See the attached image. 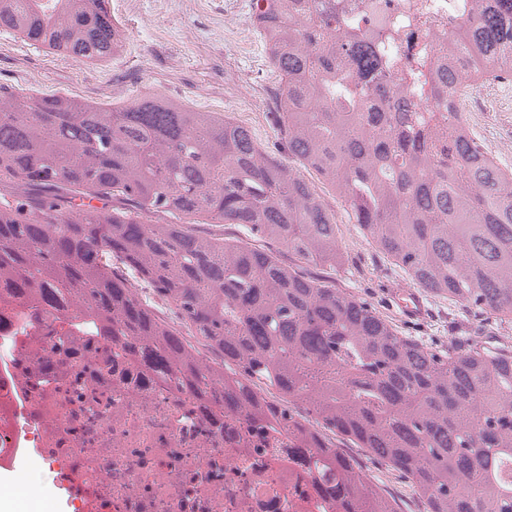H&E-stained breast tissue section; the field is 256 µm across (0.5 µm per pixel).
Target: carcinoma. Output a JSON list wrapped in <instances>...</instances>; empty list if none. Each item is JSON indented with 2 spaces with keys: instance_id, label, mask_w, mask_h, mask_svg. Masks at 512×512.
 <instances>
[{
  "instance_id": "carcinoma-1",
  "label": "carcinoma",
  "mask_w": 512,
  "mask_h": 512,
  "mask_svg": "<svg viewBox=\"0 0 512 512\" xmlns=\"http://www.w3.org/2000/svg\"><path fill=\"white\" fill-rule=\"evenodd\" d=\"M256 0L280 76L278 154L216 112L145 96L119 109L0 86V330L51 316L119 348V381L192 395L250 444L279 428L309 464L325 512H397L347 449L404 480L421 512H512V354L427 350L333 280L345 261L316 174L412 283L512 322V170L470 130L439 145L425 125L375 112L385 27L363 43L358 12ZM0 30L80 61L118 49L109 0H0ZM482 67L512 62V0L463 33ZM420 50L396 73L453 109L472 90L427 77ZM100 202L101 206L94 205ZM244 227L247 238L210 226ZM151 290L175 315L141 301ZM23 295L33 312L12 306Z\"/></svg>"
}]
</instances>
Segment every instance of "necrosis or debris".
Segmentation results:
<instances>
[{
  "label": "necrosis or debris",
  "mask_w": 512,
  "mask_h": 512,
  "mask_svg": "<svg viewBox=\"0 0 512 512\" xmlns=\"http://www.w3.org/2000/svg\"><path fill=\"white\" fill-rule=\"evenodd\" d=\"M404 46L424 42L433 76L458 69L462 61L450 41L468 26L487 0H384ZM368 98L388 112L419 113L437 136L460 127L426 103L412 84L382 73ZM23 414L0 398V420L30 431L61 466L84 512H319L309 468L289 460L284 448H246L241 430L225 421L216 433L189 394L160 385L132 398L115 371L126 360L102 339L67 354L69 336L53 321L21 335ZM109 449H102V442Z\"/></svg>",
  "instance_id": "obj_1"
}]
</instances>
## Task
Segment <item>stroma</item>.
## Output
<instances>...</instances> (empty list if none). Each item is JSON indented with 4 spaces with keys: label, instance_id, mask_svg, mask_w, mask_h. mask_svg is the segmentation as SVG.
I'll return each mask as SVG.
<instances>
[{
    "label": "stroma",
    "instance_id": "35a3bbf8",
    "mask_svg": "<svg viewBox=\"0 0 512 512\" xmlns=\"http://www.w3.org/2000/svg\"><path fill=\"white\" fill-rule=\"evenodd\" d=\"M111 9L119 48L108 62H79L0 33V85L19 95L65 93L108 108L155 95L194 112L231 117L250 128L263 150L274 151L277 134L266 115L274 109L279 78L253 21V0H111ZM470 100L478 108L492 105V113H475L472 134L495 146L500 167L512 169V87L499 89L492 101L476 89ZM315 189L336 214L346 254L335 273L337 287L396 321L387 291L409 284V277L363 237L326 184ZM431 307V321L396 322L399 332L433 351L483 336L512 340V322L496 323L444 298L432 299Z\"/></svg>",
    "mask_w": 512,
    "mask_h": 512
}]
</instances>
